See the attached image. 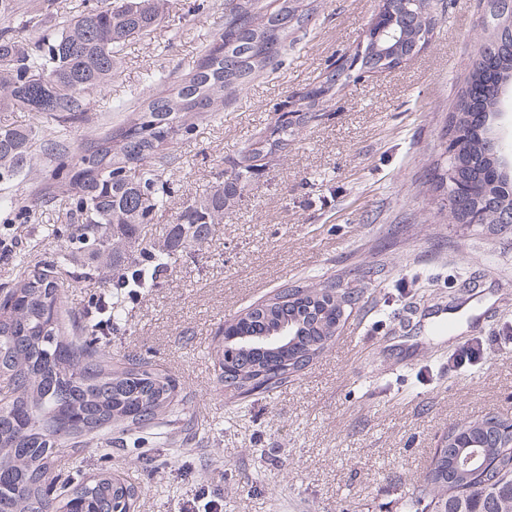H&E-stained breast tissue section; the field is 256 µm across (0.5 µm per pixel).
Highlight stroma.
Segmentation results:
<instances>
[{
	"mask_svg": "<svg viewBox=\"0 0 512 512\" xmlns=\"http://www.w3.org/2000/svg\"><path fill=\"white\" fill-rule=\"evenodd\" d=\"M169 0L155 31L127 43L111 91L89 95L85 121L60 130L82 141L122 122L155 72L182 75L224 26L226 0L196 17ZM318 16L272 73L257 76L219 119L198 120L169 177L186 202L222 180L224 159L275 120L274 106L311 89L353 53L379 0H315ZM427 46L400 68L369 74L327 102L328 119L294 136L286 156L245 188L193 259L135 302L116 354L161 366L190 394L199 441L83 452V473L119 467L138 488L135 512H402L452 427L494 412L512 417V226L455 224L439 186L444 132L482 34L478 0H433ZM57 210L24 221L0 210V283L60 249L44 231ZM328 277L364 297L334 344L295 379L243 403L227 400L210 348L224 321L278 289ZM504 300L463 342L424 320L462 281ZM479 356L448 366L461 346Z\"/></svg>",
	"mask_w": 512,
	"mask_h": 512,
	"instance_id": "obj_1",
	"label": "stroma"
}]
</instances>
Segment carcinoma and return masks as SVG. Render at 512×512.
Masks as SVG:
<instances>
[{
	"mask_svg": "<svg viewBox=\"0 0 512 512\" xmlns=\"http://www.w3.org/2000/svg\"><path fill=\"white\" fill-rule=\"evenodd\" d=\"M168 0H114L101 7L79 0V9L49 24L55 0H0V21L23 18L20 27L0 26V106L28 112L26 127L0 126V184L40 169L45 185L36 198L0 195V209L29 220L44 207L65 215L48 236L66 247L48 260L19 255L18 275L0 287V512H121L138 490L102 469L83 477L61 463L63 448L78 457L90 443L107 448L179 447L178 436L195 427L175 380L136 354L115 356L112 337L126 331L129 299L158 288L169 267L200 250L224 222L254 176L288 151L292 136L327 112L322 103L359 75L393 69L412 47L428 42L435 23L431 0H388L384 22L354 53L331 62L317 85L295 101L274 108L269 133L238 155L224 159V181L178 207L166 237L143 234L155 214L173 202L166 172L178 145L194 130L192 118L216 117L259 74L274 68L307 34L314 8L304 0H230L224 28L185 76H150L160 86L127 119L100 137L76 146L52 123L85 120L94 90L112 84L117 55L134 38L160 23ZM484 38L471 61L464 90L485 88L479 100L462 95L451 113L448 168L455 181L446 195L461 196L464 209L449 205L452 218L467 223L473 211L483 223L504 226L512 214V181L497 173L486 130L498 112V83L512 77V24L481 18ZM41 30L27 41L26 28ZM92 286L99 296L70 312L61 294ZM362 288L332 278L276 291L224 321L222 332L246 320L258 334L288 325L284 350L256 349L242 340L215 336L211 356L217 381L229 396L245 401L270 393L324 354L336 337V322L361 302ZM468 435L479 443V460L455 465L456 448L441 449L423 481L403 503V512H512V421L496 414L465 422L445 437Z\"/></svg>",
	"mask_w": 512,
	"mask_h": 512,
	"instance_id": "1",
	"label": "carcinoma"
}]
</instances>
